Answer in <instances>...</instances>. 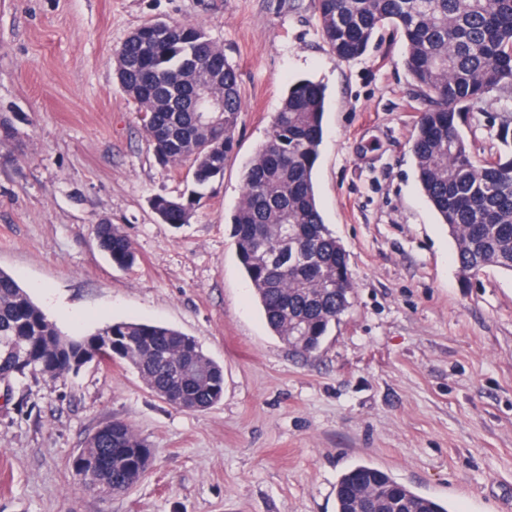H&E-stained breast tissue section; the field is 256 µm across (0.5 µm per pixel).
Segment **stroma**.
<instances>
[{"instance_id":"1","label":"stroma","mask_w":512,"mask_h":512,"mask_svg":"<svg viewBox=\"0 0 512 512\" xmlns=\"http://www.w3.org/2000/svg\"><path fill=\"white\" fill-rule=\"evenodd\" d=\"M153 21L202 24L237 66V150L188 224L158 194L185 167L156 163L111 58ZM391 27L341 61L314 0H0V269L66 334L144 320L195 337L224 367V397L173 408L129 365L28 376L0 388V512H335L359 463L449 512H512V276L458 274L448 228L411 151L422 106ZM326 88L313 179L349 254L350 308L298 357L267 327L229 219L288 84ZM118 225L137 261L115 268L94 225ZM119 419L153 450L126 492L78 486L71 462Z\"/></svg>"}]
</instances>
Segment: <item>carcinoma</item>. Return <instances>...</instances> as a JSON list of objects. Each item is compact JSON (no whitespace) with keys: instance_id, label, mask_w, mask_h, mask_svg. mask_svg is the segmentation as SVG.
Segmentation results:
<instances>
[{"instance_id":"cac0c4a2","label":"carcinoma","mask_w":512,"mask_h":512,"mask_svg":"<svg viewBox=\"0 0 512 512\" xmlns=\"http://www.w3.org/2000/svg\"><path fill=\"white\" fill-rule=\"evenodd\" d=\"M315 9L321 38L339 60L362 57L386 23L400 35L412 94L423 105L412 145L417 178L448 226L459 272L468 279L487 267L512 274V113L500 115L497 148L483 158L461 129L464 118H478L488 96L512 101V0H315ZM119 52L116 79L138 106L155 160L169 167L190 163L184 193L151 199L159 221L178 228L202 206L235 152L242 111L237 68L199 24L148 23ZM191 87L222 98L224 112L181 111ZM324 102L317 82L288 86L230 217L240 263L268 327L281 339L304 337L302 356L319 350L353 294L347 253L323 223L312 178ZM95 237L114 266L136 263L117 225H95ZM92 361L129 364L151 392L179 410L202 411L224 396V367L193 337L136 321L68 337L0 270L1 376L57 378ZM152 457L148 440L115 419L88 436L71 469L85 486L112 460L104 481L116 494L144 476ZM368 490L386 492L371 502L378 512H448L367 463L338 478L336 512H357Z\"/></svg>"}]
</instances>
